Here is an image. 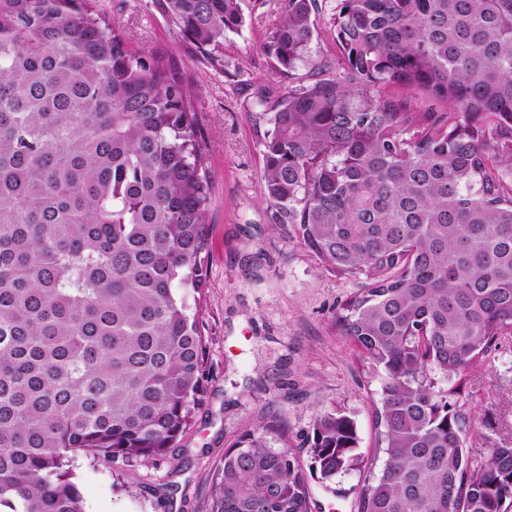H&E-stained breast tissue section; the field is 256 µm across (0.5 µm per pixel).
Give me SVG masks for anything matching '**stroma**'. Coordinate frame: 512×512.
Masks as SVG:
<instances>
[{
    "mask_svg": "<svg viewBox=\"0 0 512 512\" xmlns=\"http://www.w3.org/2000/svg\"><path fill=\"white\" fill-rule=\"evenodd\" d=\"M120 26L131 50L158 54L195 92L210 143L211 229L207 286L201 299L208 382L190 425L162 461L118 467L77 456L71 466L83 512H209L216 471L227 451L260 422L283 423V437L309 462L306 436L326 412L353 418L360 451L376 444L373 403L379 370L336 331L339 307L359 288L325 270L287 230L267 223L263 201V125L252 110L258 87L287 78L264 52L265 30L277 22V0H248L245 25L224 39V64L192 54L152 0H93ZM475 423L474 459L512 446V339L502 341L458 388ZM359 472L332 484L310 480V512H357Z\"/></svg>",
    "mask_w": 512,
    "mask_h": 512,
    "instance_id": "obj_1",
    "label": "stroma"
}]
</instances>
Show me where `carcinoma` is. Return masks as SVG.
Here are the masks:
<instances>
[{
	"instance_id": "cac0c4a2",
	"label": "carcinoma",
	"mask_w": 512,
	"mask_h": 512,
	"mask_svg": "<svg viewBox=\"0 0 512 512\" xmlns=\"http://www.w3.org/2000/svg\"><path fill=\"white\" fill-rule=\"evenodd\" d=\"M243 0H153L225 65ZM254 104L268 223L363 288L340 334L383 370L381 467L320 415L309 472L364 474L358 512H512V447L477 467L453 385L512 336V0H279ZM301 65L303 77L294 76ZM428 104L424 111L411 100ZM194 92L91 0H0V506L82 512L78 454L162 460L206 378L211 180ZM261 423L210 512H309L300 457ZM324 3L322 12L316 15L317 35L311 43L309 53L311 60L314 62L325 56L335 58L337 55L331 31V17L336 6V0H326Z\"/></svg>"
}]
</instances>
